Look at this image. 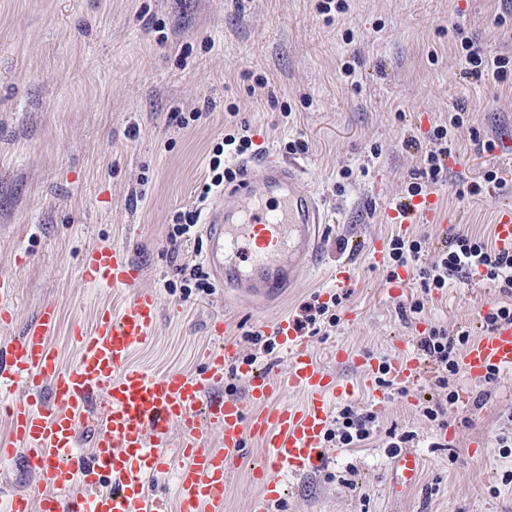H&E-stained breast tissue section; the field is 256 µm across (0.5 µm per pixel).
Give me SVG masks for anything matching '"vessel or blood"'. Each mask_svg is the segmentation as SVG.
Returning <instances> with one entry per match:
<instances>
[{
	"mask_svg": "<svg viewBox=\"0 0 512 512\" xmlns=\"http://www.w3.org/2000/svg\"><path fill=\"white\" fill-rule=\"evenodd\" d=\"M496 182L485 197L495 204L494 236L499 250L512 253V204L501 187L512 186V157L494 158ZM386 223L450 220L436 191L426 190L386 206ZM324 214L300 165L270 158L259 173L242 171L224 189V206L205 229L206 262L226 288L247 298L269 299L296 281L318 253ZM82 277L127 294L120 309H99L92 328L75 325L77 360L63 367L51 338L55 305L40 308L11 342L0 346V415L10 441L0 459L18 462L38 477L37 499L17 492L0 499V512H169L168 499L150 488L161 472L167 448L184 459L177 476L180 512H224V470L245 455L249 438L259 439L265 469L301 473L323 465L329 427L327 401L349 395L348 387L307 348L295 318L282 316L263 331L290 354L281 378L240 361L232 342L207 352L195 371L151 374L132 363L134 352L154 336L158 303L140 287L141 269L118 248L99 243L81 261ZM17 302L12 280L0 277V323L10 324ZM463 366L475 379L512 371V322L468 343ZM365 375L385 373L394 384L416 386L426 377L418 357L403 352L377 365L362 362ZM236 370L247 400L223 394L224 377ZM305 394L302 404L279 407L281 391ZM92 425L91 448L78 453V431ZM220 430L223 451L207 448L209 430ZM180 440H173V433ZM398 483L413 485L420 471L416 453L394 461Z\"/></svg>",
	"mask_w": 512,
	"mask_h": 512,
	"instance_id": "1",
	"label": "vessel or blood"
}]
</instances>
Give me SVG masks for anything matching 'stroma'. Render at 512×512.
<instances>
[{
    "label": "stroma",
    "mask_w": 512,
    "mask_h": 512,
    "mask_svg": "<svg viewBox=\"0 0 512 512\" xmlns=\"http://www.w3.org/2000/svg\"><path fill=\"white\" fill-rule=\"evenodd\" d=\"M318 4L0 0V277L19 291L0 344L52 303L61 316L53 345L63 365L74 364L75 322L125 301L79 272L86 250L101 242L136 262L142 289L157 298L156 334L133 356L151 373L194 371L202 352L224 339L249 357V334L280 316L304 317V305L332 289V270L349 258L354 279L340 320L309 337L308 348L352 386L350 403L375 415L374 433L361 447L335 449L323 469L277 475L281 496L268 512H512V485L502 483L512 455L497 449L499 436L512 435V372L493 384L461 372L444 390L428 380L404 390L380 385L356 365L363 356L389 359L433 327L478 338L502 294L476 278L427 291L414 273L396 291L386 268L355 248L398 235L383 222V207L404 196L435 147L430 130L460 107L469 114L454 132L461 164L435 190L457 231L493 235V205L457 192L490 169L482 142L512 136V76L464 75L451 26L461 23L475 44L512 54V39L490 24L503 14L512 25V5L347 0L346 13L327 16ZM258 77L267 86L251 90ZM232 107L250 126L258 158L301 163L327 220L319 261L284 297L264 304L226 300L220 285L187 298L168 289L181 283V267L204 260L200 228L173 244L168 226L176 211L198 206L207 217L219 205L198 196ZM180 112L198 118L184 128L175 120ZM413 136L420 148L408 147ZM291 140L307 142V151L291 153ZM417 299L423 310L410 312ZM216 319L226 326L220 337L211 332ZM340 348L345 358H337ZM449 389L470 403L448 406L440 427L423 409ZM404 432L421 460L410 488L397 486L388 452L391 434ZM248 445L227 469L224 512H251L262 492L260 443Z\"/></svg>",
    "instance_id": "1"
}]
</instances>
